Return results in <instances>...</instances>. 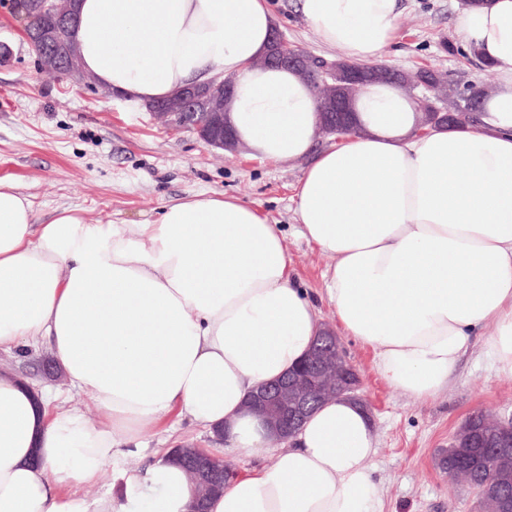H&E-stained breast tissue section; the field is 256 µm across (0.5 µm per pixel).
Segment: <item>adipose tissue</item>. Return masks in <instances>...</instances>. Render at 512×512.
Here are the masks:
<instances>
[{
  "instance_id": "1",
  "label": "adipose tissue",
  "mask_w": 512,
  "mask_h": 512,
  "mask_svg": "<svg viewBox=\"0 0 512 512\" xmlns=\"http://www.w3.org/2000/svg\"><path fill=\"white\" fill-rule=\"evenodd\" d=\"M321 44L371 63L398 30L400 0H297ZM270 0H79L76 43L97 84L143 106L232 79L236 138L252 156L308 159L295 187L300 232L331 257L325 296L378 372L423 398L447 388L479 328L512 379V0L465 8L461 42L498 74L478 121L419 133L416 107L375 83L359 130L314 149L317 96L263 67ZM285 236L247 202L196 195L144 224H94L77 208L40 220L0 181V349L44 341L101 416L0 371V512H187L184 471L160 458L123 496L62 497L170 416L224 432L226 449L270 445L250 392L310 349L319 311L297 288ZM371 422L343 399L319 407L272 465L234 477L208 512H383Z\"/></svg>"
}]
</instances>
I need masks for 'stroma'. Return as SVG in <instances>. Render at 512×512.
Masks as SVG:
<instances>
[{
	"instance_id": "1",
	"label": "stroma",
	"mask_w": 512,
	"mask_h": 512,
	"mask_svg": "<svg viewBox=\"0 0 512 512\" xmlns=\"http://www.w3.org/2000/svg\"><path fill=\"white\" fill-rule=\"evenodd\" d=\"M463 0H401L396 38L382 63L413 72L441 70L462 85L493 86L496 72L483 67L459 41L457 20ZM276 23L290 45L317 57L336 58L296 12V0H272ZM13 0H0V42L12 57L0 64V180L29 197L41 219L56 209L77 207L97 224L155 221L162 208L190 196L228 194L253 206L283 230L291 274L316 302L322 323L336 325L323 296L329 258L300 233L293 201L305 161L274 162L244 153L230 155L205 147L188 131L167 129L142 107L126 103L99 86L72 85L42 73L22 38ZM490 327L473 336L448 389L416 399L390 386L374 367L373 352L350 337L343 346L362 377L377 453L374 477L384 512H476L475 490L451 480L437 466L439 454L462 421L485 410L512 417V379L497 377L486 345ZM47 344L0 351V366L36 387L55 386L89 420L99 411L86 395L45 375L39 361ZM192 443L224 458L236 471L269 465L273 451L260 456L224 449L223 441L188 420L169 416L126 449L94 483L70 486V493L94 501L120 485L121 474L144 472L169 449Z\"/></svg>"
}]
</instances>
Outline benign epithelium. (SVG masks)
<instances>
[{"label":"benign epithelium","instance_id":"obj_1","mask_svg":"<svg viewBox=\"0 0 512 512\" xmlns=\"http://www.w3.org/2000/svg\"><path fill=\"white\" fill-rule=\"evenodd\" d=\"M28 7L30 11L21 17L23 34L40 70L77 85L93 84L94 78L83 70L70 37L76 26L77 0H32ZM273 37L277 50L273 64L294 69L316 87L320 115L316 132L337 143L354 131L347 118L352 111L349 84L360 85L370 78L394 79L395 69L384 63L366 69L343 59H325L314 66L306 52L288 45L279 28H274ZM474 91L475 87L469 86L456 95L457 119L477 116ZM232 94L230 80L193 84L149 106L148 111L167 126L192 130L209 148L238 154L243 148L228 134L226 106ZM361 388L362 379L339 337L325 326L315 337L304 364L280 380L258 385L249 395L248 410L269 434L282 441L295 434L317 402L345 398L366 408ZM490 423V433L502 448L497 483L506 482L512 478V419H492ZM230 471L231 466L224 460L200 448L194 456L190 482L199 481L217 490Z\"/></svg>","mask_w":512,"mask_h":512}]
</instances>
